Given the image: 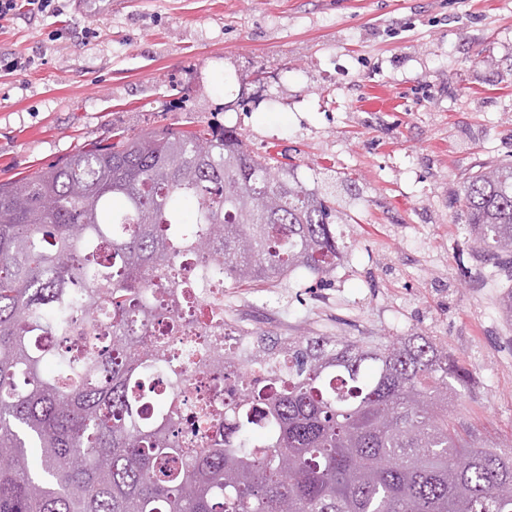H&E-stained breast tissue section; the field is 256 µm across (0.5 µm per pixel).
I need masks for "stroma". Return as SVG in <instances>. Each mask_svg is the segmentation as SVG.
Wrapping results in <instances>:
<instances>
[{
    "label": "stroma",
    "mask_w": 512,
    "mask_h": 512,
    "mask_svg": "<svg viewBox=\"0 0 512 512\" xmlns=\"http://www.w3.org/2000/svg\"><path fill=\"white\" fill-rule=\"evenodd\" d=\"M209 125L335 186L347 216L323 286L245 288L225 313L296 339L432 337L476 381L460 418L512 448V275L461 210L472 172L512 160V0H62L0 23V183L120 130Z\"/></svg>",
    "instance_id": "1"
}]
</instances>
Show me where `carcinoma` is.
I'll return each instance as SVG.
<instances>
[{"mask_svg":"<svg viewBox=\"0 0 512 512\" xmlns=\"http://www.w3.org/2000/svg\"><path fill=\"white\" fill-rule=\"evenodd\" d=\"M462 202L478 252L512 269V162ZM342 222L231 127L122 136L1 183L0 512H512V449L453 417L471 373L427 336L296 340L275 360L177 358L154 334L191 298L223 339L224 298L192 289L322 278ZM180 361L234 398L195 400Z\"/></svg>","mask_w":512,"mask_h":512,"instance_id":"cac0c4a2","label":"carcinoma"}]
</instances>
